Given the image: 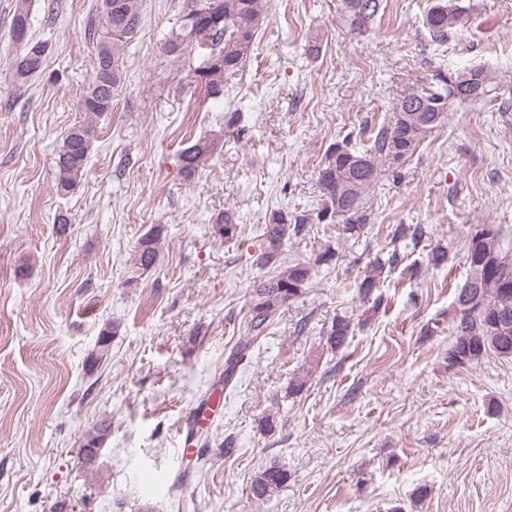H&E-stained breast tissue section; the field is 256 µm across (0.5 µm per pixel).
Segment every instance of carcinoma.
Here are the masks:
<instances>
[{"mask_svg": "<svg viewBox=\"0 0 512 512\" xmlns=\"http://www.w3.org/2000/svg\"><path fill=\"white\" fill-rule=\"evenodd\" d=\"M382 0H338L339 17L353 33L371 29L382 8ZM267 0H183L175 27L164 36L165 50L173 61L191 63L198 35L209 34L212 64L204 72L190 67L192 83L218 100L224 88L243 71L254 52L255 38L267 22ZM467 9L460 0H435L423 20L434 42H443L448 32L465 24ZM143 22L142 0H101L99 23L91 27L95 53L92 81L85 89L81 107L88 119L71 127L57 151L58 179L56 191L65 196L80 183L97 138L94 118L112 109V101L123 80V59L139 33ZM31 27L27 0H16L11 39L19 49L14 58V83L25 86L43 69L48 45L29 37ZM496 77L483 68L444 70L437 68L430 76L416 81L409 92L392 106V116L372 136L373 145L364 150L344 140L331 144L317 170L321 204L317 209L277 207L269 211L264 232V252L260 264L275 262L289 233H298L306 224H331L343 220L349 236L360 232L368 223L366 198L377 184L382 167L399 166L411 160L425 140L447 119L451 102L477 103L470 96L481 87L482 98L494 90ZM213 149V142L198 141L180 154V171L191 180ZM215 231L229 240L237 236L236 217L221 213L214 220ZM466 263L468 277L448 309L452 340L448 347V365L464 366L479 362L489 354L512 357V259L500 247L499 232L487 224H474L467 232ZM336 256L328 247L313 261H296L277 275L254 284L246 326L254 343L277 311L301 296L315 268ZM159 258L156 236L147 233L135 246L132 269L144 272ZM351 323L344 317L334 319L324 331L326 348L338 351L345 347ZM106 428L89 432L82 448V459L91 463L103 442ZM288 482V471L271 465L259 471L251 481L253 498L273 496Z\"/></svg>", "mask_w": 512, "mask_h": 512, "instance_id": "cac0c4a2", "label": "carcinoma"}]
</instances>
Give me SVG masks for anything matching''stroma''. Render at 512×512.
Masks as SVG:
<instances>
[{
  "label": "stroma",
  "instance_id": "stroma-1",
  "mask_svg": "<svg viewBox=\"0 0 512 512\" xmlns=\"http://www.w3.org/2000/svg\"><path fill=\"white\" fill-rule=\"evenodd\" d=\"M182 0H142L143 24L126 79L79 187L55 189L56 151L85 120L94 72L89 30L99 0H29L30 33L48 42L42 71L15 88L10 36L15 0H0V512H512V357L449 366L450 330L426 334L468 276L474 224L503 228L512 252V0H462L469 19L431 41L422 19L433 0H384L369 32L349 33L337 0H271L269 21L232 88L240 115L203 89L180 91L164 35ZM317 57L306 54L313 33ZM481 66L497 75L492 99L451 103L448 118L367 201L360 235L310 224L283 260L332 246L302 295L246 349L232 380L224 368L247 336L265 215L313 209L327 147L369 132L415 79L434 67ZM218 144L193 180L179 154ZM240 233L215 234L219 212ZM68 220L58 233V216ZM421 224L420 243L392 241ZM159 263L133 274L147 232ZM447 262L430 265L435 247ZM399 251L375 296L359 285L373 262ZM351 320L345 348L324 350L336 317ZM118 330L95 360L100 332ZM300 393L290 382L310 360ZM219 405L192 454L184 440L213 388ZM276 422L265 431V418ZM106 426L94 463L80 450ZM276 463L288 481L252 498L256 473ZM421 503H413L417 489Z\"/></svg>",
  "mask_w": 512,
  "mask_h": 512
}]
</instances>
